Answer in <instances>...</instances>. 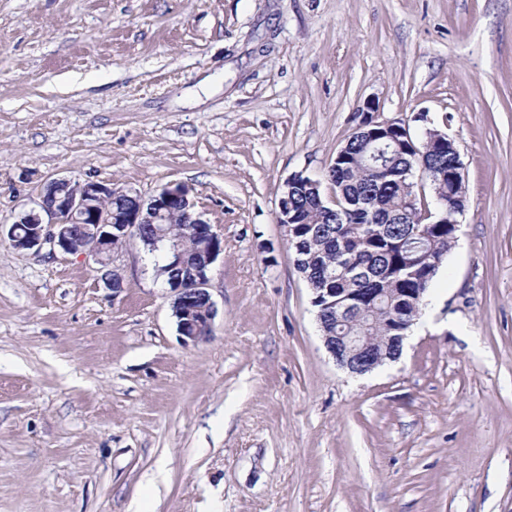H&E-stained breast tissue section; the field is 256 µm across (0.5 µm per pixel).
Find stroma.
<instances>
[{
  "mask_svg": "<svg viewBox=\"0 0 512 512\" xmlns=\"http://www.w3.org/2000/svg\"><path fill=\"white\" fill-rule=\"evenodd\" d=\"M367 101L444 128L467 201L355 377L277 213ZM57 177L187 185L217 316L183 344L141 244L115 295L0 242V512H512V0H0V224Z\"/></svg>",
  "mask_w": 512,
  "mask_h": 512,
  "instance_id": "35a3bbf8",
  "label": "stroma"
}]
</instances>
